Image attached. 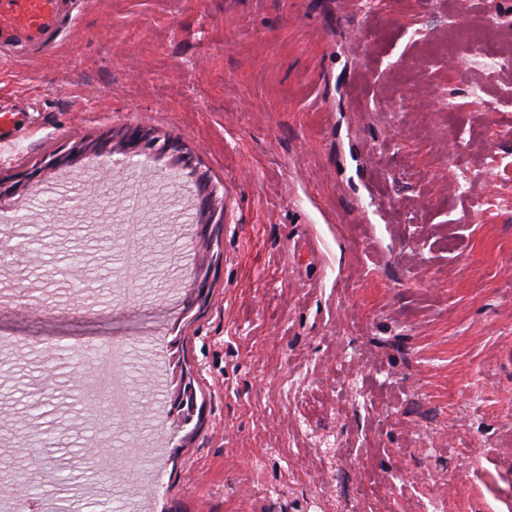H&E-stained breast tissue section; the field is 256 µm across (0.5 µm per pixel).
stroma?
<instances>
[{
	"instance_id": "stroma-1",
	"label": "stroma",
	"mask_w": 512,
	"mask_h": 512,
	"mask_svg": "<svg viewBox=\"0 0 512 512\" xmlns=\"http://www.w3.org/2000/svg\"><path fill=\"white\" fill-rule=\"evenodd\" d=\"M490 17L512 26V0H77L53 54L0 59L1 182L143 128L189 146L224 214L207 245L165 209L195 208L187 171L119 149L0 199V489L28 474L60 512H512V62L473 96L459 28ZM129 236L153 239L130 285ZM83 343L125 347L124 415L88 397ZM114 135L107 133L95 140L82 141L72 146L65 154L54 155L48 161H45L44 170L58 169L65 166H71L88 154H102L106 151H112V141Z\"/></svg>"
}]
</instances>
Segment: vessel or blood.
Masks as SVG:
<instances>
[{
  "label": "vessel or blood",
  "instance_id": "vessel-or-blood-1",
  "mask_svg": "<svg viewBox=\"0 0 512 512\" xmlns=\"http://www.w3.org/2000/svg\"><path fill=\"white\" fill-rule=\"evenodd\" d=\"M73 0H0V56L47 55L75 23Z\"/></svg>",
  "mask_w": 512,
  "mask_h": 512
}]
</instances>
